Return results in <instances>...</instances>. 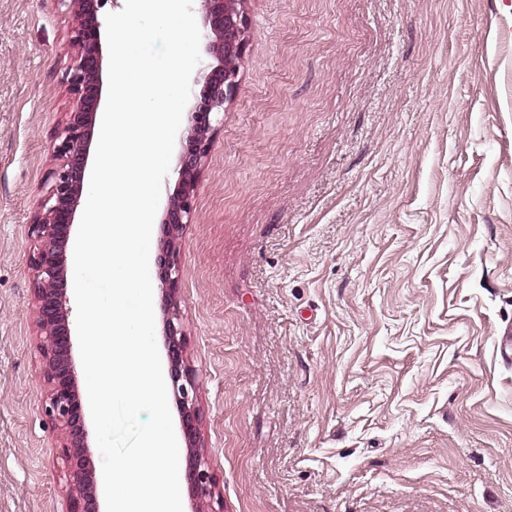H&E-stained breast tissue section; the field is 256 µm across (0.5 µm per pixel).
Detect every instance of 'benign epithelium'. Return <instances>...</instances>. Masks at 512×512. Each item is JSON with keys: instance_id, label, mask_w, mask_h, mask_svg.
<instances>
[{"instance_id": "1", "label": "benign epithelium", "mask_w": 512, "mask_h": 512, "mask_svg": "<svg viewBox=\"0 0 512 512\" xmlns=\"http://www.w3.org/2000/svg\"><path fill=\"white\" fill-rule=\"evenodd\" d=\"M74 18L71 39L78 52L66 81L73 107L55 132L54 166L47 173L40 209L29 231L39 243L31 259L39 329L37 349L45 388V412L60 433L67 471V512H101L89 454L90 432L79 394L74 358L75 335L69 320L66 248L80 206L96 116L103 100L105 19L103 0H57ZM208 59L194 79L195 104L187 113V136L176 169V188L169 196L161 224L166 237L160 285L165 300L164 336L173 392L180 407L181 430L190 450L184 473L192 496L203 504L219 498L209 459L200 450L202 416L198 380L185 357L186 332L178 304L181 267L178 240L191 223L198 178L208 155L218 117L233 99L244 55L247 0H201Z\"/></svg>"}]
</instances>
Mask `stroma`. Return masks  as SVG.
Wrapping results in <instances>:
<instances>
[{
	"label": "stroma",
	"instance_id": "1",
	"mask_svg": "<svg viewBox=\"0 0 512 512\" xmlns=\"http://www.w3.org/2000/svg\"><path fill=\"white\" fill-rule=\"evenodd\" d=\"M180 240L223 512H512V0H248ZM73 19L0 0V512H66L29 225Z\"/></svg>",
	"mask_w": 512,
	"mask_h": 512
}]
</instances>
